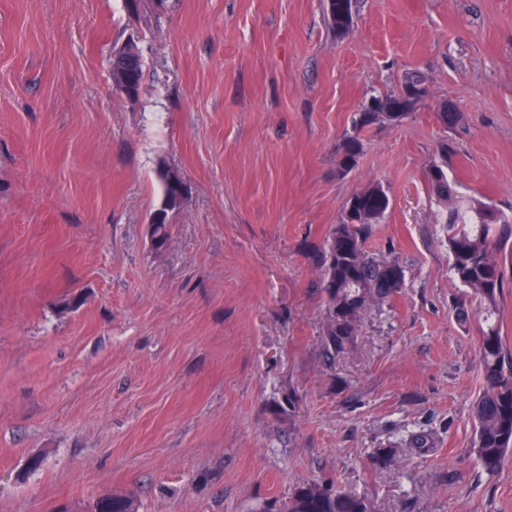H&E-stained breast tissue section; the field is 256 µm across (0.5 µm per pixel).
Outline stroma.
Wrapping results in <instances>:
<instances>
[{
    "label": "stroma",
    "mask_w": 512,
    "mask_h": 512,
    "mask_svg": "<svg viewBox=\"0 0 512 512\" xmlns=\"http://www.w3.org/2000/svg\"><path fill=\"white\" fill-rule=\"evenodd\" d=\"M413 69L430 104L338 176L361 103ZM443 141L457 194L512 219V0H356L342 37L325 0H0V512H262L324 478L373 512H512V451L490 473L470 450L512 286L489 320L451 271ZM161 166L186 192L158 249ZM373 182L365 247L405 281L330 356L315 260ZM129 43H134V42H129ZM134 45H135L136 49L138 50V53H130L128 55H134V56L138 57L140 59V62H135L134 64H132V63L127 64L122 60V57H120V58L114 57L112 60V70H111L112 78H113V72L115 70H117L120 66H124V67L131 66L132 71H133V79H132V84L130 86V89L133 93V96L128 95L127 92L123 91L122 89H120L114 85L116 87V90H119L121 93H123L124 95H126L129 98L138 96L139 91L141 89L142 81H143L142 57H141L139 48L137 47V45L135 43H134ZM93 512H135L130 498L121 495H103L96 499Z\"/></svg>",
    "instance_id": "obj_1"
}]
</instances>
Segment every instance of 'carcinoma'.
I'll return each mask as SVG.
<instances>
[{"label":"carcinoma","instance_id":"cac0c4a2","mask_svg":"<svg viewBox=\"0 0 512 512\" xmlns=\"http://www.w3.org/2000/svg\"><path fill=\"white\" fill-rule=\"evenodd\" d=\"M327 21L338 36L346 35L353 14L326 11ZM400 92L371 95L357 113L352 131L336 151V174L345 176L358 164L366 143L362 131L391 120L378 109L400 106ZM448 144H441L429 163L426 176L438 198L448 204L444 223L448 224L451 269L459 282L481 298L492 312L503 289L512 283V273L500 258L504 244L512 237V222L486 205L466 206L454 201L455 190L448 181ZM167 169L158 172L163 195L159 212L174 209L183 197V183L166 179ZM389 207L384 187L374 183L348 200L340 224L328 248L317 255L322 285L328 302L325 348L328 354L342 352L356 335L357 322L367 304L383 301L404 284V268L394 258L368 256L363 243ZM480 356L485 388L475 404L476 432L472 451L488 471L497 470L512 449V365L505 366L503 346L495 329L482 338ZM92 512H135L130 498L103 495L96 499ZM279 512H372L370 502L339 490L331 483L307 482L297 486Z\"/></svg>","mask_w":512,"mask_h":512}]
</instances>
